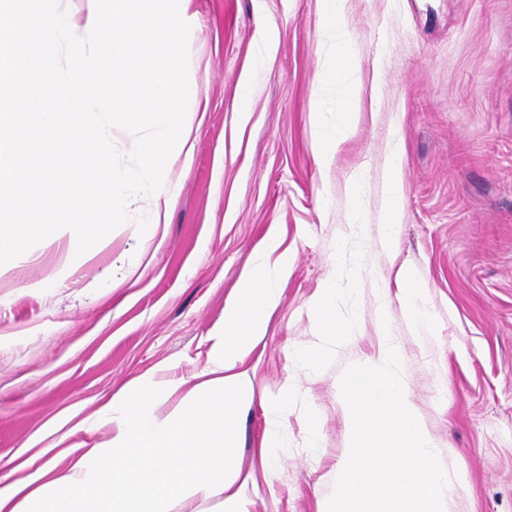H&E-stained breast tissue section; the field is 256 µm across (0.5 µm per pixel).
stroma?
Instances as JSON below:
<instances>
[{
  "label": "stroma",
  "mask_w": 512,
  "mask_h": 512,
  "mask_svg": "<svg viewBox=\"0 0 512 512\" xmlns=\"http://www.w3.org/2000/svg\"><path fill=\"white\" fill-rule=\"evenodd\" d=\"M345 11L352 69L332 83L319 0H191L199 107L165 168L168 209L132 198L129 221L93 250L77 254L64 236L0 266V487L24 462L63 468L72 448L107 442L99 410L125 382L153 371L196 383L241 273L274 234L291 270L243 364L254 397L238 451L253 512H318L330 496L346 451L340 377L378 354L383 312L435 452L466 479L452 512H512V0H347ZM318 92L328 121L358 115L326 166L312 146ZM396 132L393 258L380 231ZM357 174L354 211L346 186ZM403 263L427 288L436 333L422 341L397 303H382ZM331 278L337 312L358 324L312 373L293 350L314 343L311 302ZM289 386L297 397L270 484L258 450Z\"/></svg>",
  "instance_id": "35a3bbf8"
}]
</instances>
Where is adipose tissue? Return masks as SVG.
<instances>
[{
  "label": "adipose tissue",
  "instance_id": "adipose-tissue-1",
  "mask_svg": "<svg viewBox=\"0 0 512 512\" xmlns=\"http://www.w3.org/2000/svg\"><path fill=\"white\" fill-rule=\"evenodd\" d=\"M314 154L329 164L355 126L354 115L340 113L328 122L313 110ZM403 150L393 140L385 158V216L381 237L395 252L402 205ZM269 237L266 254L274 266L259 263L242 272L233 301L224 308V327L214 336L205 381H184L145 373L125 384L104 406L112 417V438L83 449L66 469L45 465L35 477L0 488V512H201V503L218 500L221 512H252L247 480L238 455L240 423L253 401V379L241 365L267 332L279 302L275 276H287L288 256ZM396 299L422 334H430L424 306L426 287L407 267L398 271ZM336 282L328 280L313 301L316 341L298 349L296 358L317 371L332 348L351 336L355 320L336 311ZM177 397L166 417L161 401Z\"/></svg>",
  "mask_w": 512,
  "mask_h": 512
}]
</instances>
